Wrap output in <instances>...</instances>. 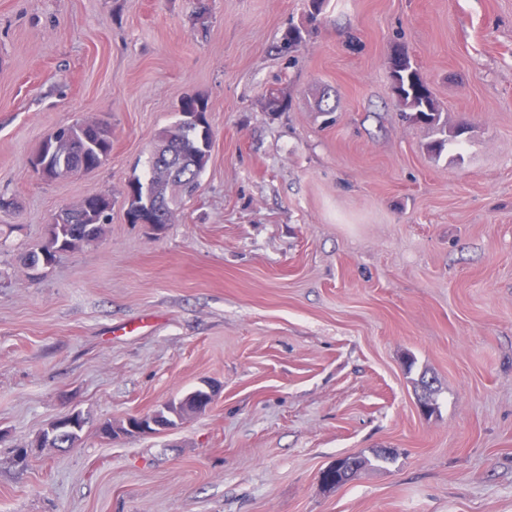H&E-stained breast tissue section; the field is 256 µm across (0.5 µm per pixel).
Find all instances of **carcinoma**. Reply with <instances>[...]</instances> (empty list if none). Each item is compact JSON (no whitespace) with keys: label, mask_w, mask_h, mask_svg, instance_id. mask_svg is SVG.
<instances>
[{"label":"carcinoma","mask_w":512,"mask_h":512,"mask_svg":"<svg viewBox=\"0 0 512 512\" xmlns=\"http://www.w3.org/2000/svg\"><path fill=\"white\" fill-rule=\"evenodd\" d=\"M392 91L404 117L415 123L436 126L440 116L428 83L416 64L405 52L394 53L388 62ZM208 103L198 96H187L179 106L178 120L161 130L151 152L146 181L136 179L127 185L126 216L131 224H151L162 231L172 222L170 201L180 195L191 198L200 184V176L211 157L213 132L207 119ZM56 149L50 157L45 180L54 181L70 176L82 160L97 169L112 153L111 128L102 124L90 131L77 120L54 130ZM112 198L102 193L89 194L75 208L59 215L47 225L42 240L30 248L22 258L29 272L42 276L57 257L97 242L110 223ZM212 394L206 388H196L181 398L154 410L155 422L177 427L191 415L204 412L211 404ZM64 443L74 446L82 439L86 418L73 411ZM391 454L385 449L372 450V457L357 455L345 461L342 467H329L322 473V481L331 486H342L354 480L358 473L372 462H387Z\"/></svg>","instance_id":"obj_1"}]
</instances>
